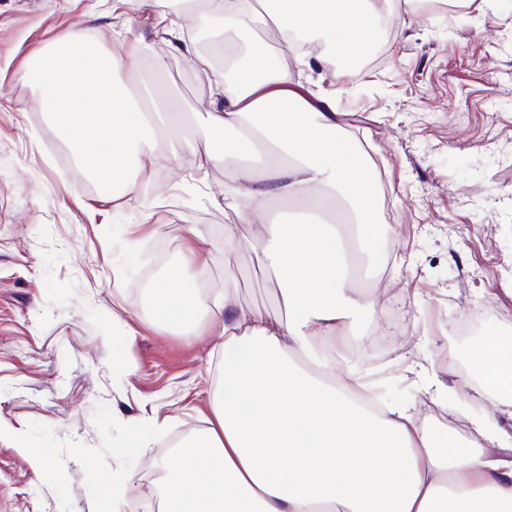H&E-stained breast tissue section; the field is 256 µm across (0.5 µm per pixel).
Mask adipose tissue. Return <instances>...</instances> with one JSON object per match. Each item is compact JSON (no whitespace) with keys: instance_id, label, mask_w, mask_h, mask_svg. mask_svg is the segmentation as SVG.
<instances>
[{"instance_id":"obj_1","label":"adipose tissue","mask_w":512,"mask_h":512,"mask_svg":"<svg viewBox=\"0 0 512 512\" xmlns=\"http://www.w3.org/2000/svg\"><path fill=\"white\" fill-rule=\"evenodd\" d=\"M152 17L169 45L196 52L185 37L193 9L169 16L161 0H122ZM395 0H204L205 35L215 48L239 41L231 66L216 81L206 111L210 134L234 133L223 149L198 152L200 168L234 170L224 204L258 232L241 240L255 263L281 285L284 315L244 309L234 299L235 274L201 292L169 277L152 290L155 323L193 335L206 318L224 361L202 431L159 464L163 484L154 512H512V459L495 455L506 434L489 413L470 418L472 438L445 450L419 420L416 405L371 408L363 375L344 353L357 316H376L373 298L355 299L339 224L274 223V199L309 200L316 212L343 209L366 254L388 248L372 217L373 174L342 136L339 112L304 90L288 65L270 64L253 24L267 19L281 52L307 68H326L353 34L393 38L382 28ZM137 54L106 56L89 29H69L37 48L25 72L42 88L41 106L71 144L77 165L107 194L138 197L139 177L153 165L169 113L142 111L112 80L135 68ZM484 390L512 405V346L488 330L470 353Z\"/></svg>"}]
</instances>
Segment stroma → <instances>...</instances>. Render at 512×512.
<instances>
[{
	"label": "stroma",
	"instance_id": "stroma-1",
	"mask_svg": "<svg viewBox=\"0 0 512 512\" xmlns=\"http://www.w3.org/2000/svg\"><path fill=\"white\" fill-rule=\"evenodd\" d=\"M465 12L464 25L407 12L404 32L382 43L385 59L344 78L296 71L335 102L345 138L374 156L389 190L371 204L378 224L395 229L394 248L362 258L351 283L364 296L382 290L386 310L359 324L347 356L383 405L420 398L411 364L444 372L447 401L421 413L459 441L470 436L467 410L490 411L512 435L511 406L489 396L464 411L454 404L482 384L467 352L488 329L512 336V0H467ZM84 25L109 55L147 43L137 69L114 80L158 90V106L175 95L194 137L224 75L207 42L188 59L150 17L95 0H0V512H132L155 498L154 463L170 442L205 427L217 339L155 326L149 300L158 281L185 270L196 249L188 226L208 237L207 287H223L229 266L242 307L282 311L273 273L224 241V225L243 237L255 227L209 202L223 167L199 182L193 154L159 155L140 201L127 203L75 165L22 75L32 47ZM118 319L137 326L131 341L119 339ZM26 446L49 449L42 474Z\"/></svg>",
	"mask_w": 512,
	"mask_h": 512
}]
</instances>
